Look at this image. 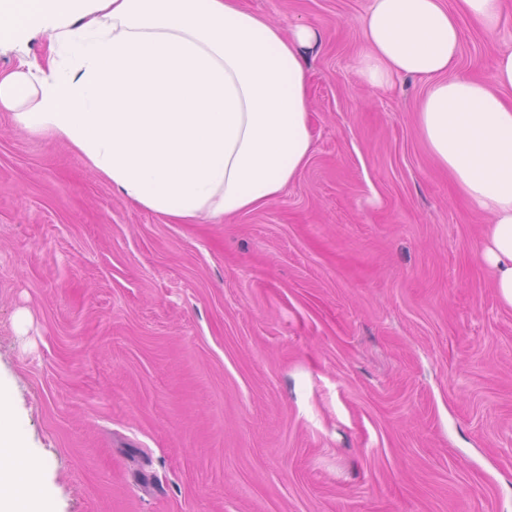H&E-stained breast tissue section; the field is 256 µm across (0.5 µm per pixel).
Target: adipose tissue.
Here are the masks:
<instances>
[{"mask_svg": "<svg viewBox=\"0 0 512 512\" xmlns=\"http://www.w3.org/2000/svg\"><path fill=\"white\" fill-rule=\"evenodd\" d=\"M497 30L501 0H370L358 72L371 86L426 80L419 132L435 163L488 219L483 257L512 307V49L492 82L457 76L456 15ZM48 38L45 59L29 40ZM0 106L35 136L71 146L134 205L178 223L271 201L312 151L308 26L290 34L239 0H0ZM17 416L0 380V512H52L21 495Z\"/></svg>", "mask_w": 512, "mask_h": 512, "instance_id": "1", "label": "adipose tissue"}]
</instances>
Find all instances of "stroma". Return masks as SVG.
<instances>
[{"mask_svg": "<svg viewBox=\"0 0 512 512\" xmlns=\"http://www.w3.org/2000/svg\"><path fill=\"white\" fill-rule=\"evenodd\" d=\"M312 26L313 150L272 202L177 224L0 110V378L54 512H512V308L433 163L426 88L358 74L369 0ZM459 75L490 81L458 16Z\"/></svg>", "mask_w": 512, "mask_h": 512, "instance_id": "1", "label": "stroma"}]
</instances>
